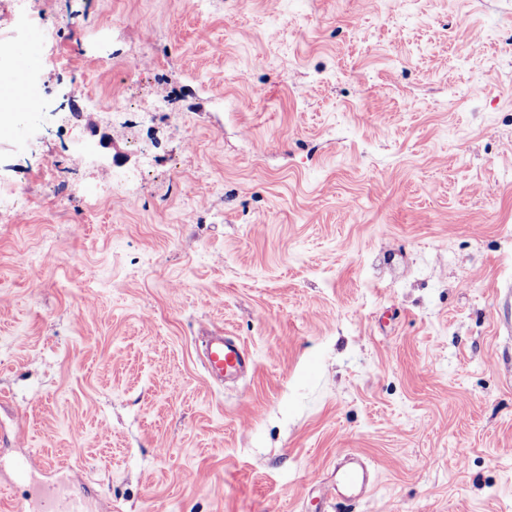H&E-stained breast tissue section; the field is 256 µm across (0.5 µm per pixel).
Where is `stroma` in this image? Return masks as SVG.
Instances as JSON below:
<instances>
[{"instance_id":"35a3bbf8","label":"stroma","mask_w":512,"mask_h":512,"mask_svg":"<svg viewBox=\"0 0 512 512\" xmlns=\"http://www.w3.org/2000/svg\"><path fill=\"white\" fill-rule=\"evenodd\" d=\"M190 2L0 6L67 56L0 130V492L32 456L98 512H512V0ZM86 156L87 150L84 147H77L74 151L70 152L63 161L56 159L48 161L45 165L46 170H43L42 174L48 171L50 177L53 180H57L59 173L62 172L61 170L63 169L79 170L83 166V161ZM71 166H75L77 169L71 168ZM203 364L213 380L236 379L252 363L248 347L231 336H204ZM357 466L347 467L336 473V479L325 489V497L344 501H357L363 496L368 482L367 471L357 460Z\"/></svg>"}]
</instances>
